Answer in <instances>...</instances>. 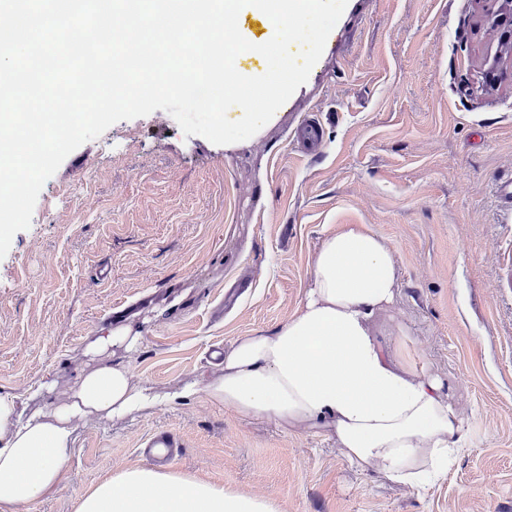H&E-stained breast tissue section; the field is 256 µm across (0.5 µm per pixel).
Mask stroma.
<instances>
[{
	"label": "stroma",
	"instance_id": "1",
	"mask_svg": "<svg viewBox=\"0 0 512 512\" xmlns=\"http://www.w3.org/2000/svg\"><path fill=\"white\" fill-rule=\"evenodd\" d=\"M474 0H348L305 84L232 147L184 135L164 110L110 126L44 184L0 258V394L27 408L66 398L95 333L134 383L167 395L219 373L209 357L296 309L336 224L388 243L397 300L374 321L400 363L445 380L464 420L447 473L419 489L349 467L324 433L252 423L197 396L125 419H80L64 488L26 512H77L102 480L145 465L177 432L180 474L273 501L279 512H512V74L480 73L495 32ZM320 124L300 152L295 133ZM41 381L52 393L29 399ZM182 447L181 439L175 432L160 428L146 439L142 453L155 462L167 463L178 455Z\"/></svg>",
	"mask_w": 512,
	"mask_h": 512
}]
</instances>
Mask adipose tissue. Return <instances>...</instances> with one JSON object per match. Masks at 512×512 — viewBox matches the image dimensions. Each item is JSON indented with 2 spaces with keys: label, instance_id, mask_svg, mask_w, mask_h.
<instances>
[{
  "label": "adipose tissue",
  "instance_id": "ef3b65f1",
  "mask_svg": "<svg viewBox=\"0 0 512 512\" xmlns=\"http://www.w3.org/2000/svg\"><path fill=\"white\" fill-rule=\"evenodd\" d=\"M396 268L386 241L363 224H341L313 257L298 309L270 332L238 337L224 351L220 375L192 383L178 398L201 395L250 421L290 431H329L358 471L426 484L461 448L462 419L444 381L394 362L379 343L375 316L395 301ZM141 345L128 326L100 330L84 354L92 365L66 400L28 413L0 396V512H20L58 493L74 441L75 420L123 417L152 407L116 348ZM78 512H276L271 501L224 489L170 469L140 466L96 485Z\"/></svg>",
  "mask_w": 512,
  "mask_h": 512
}]
</instances>
